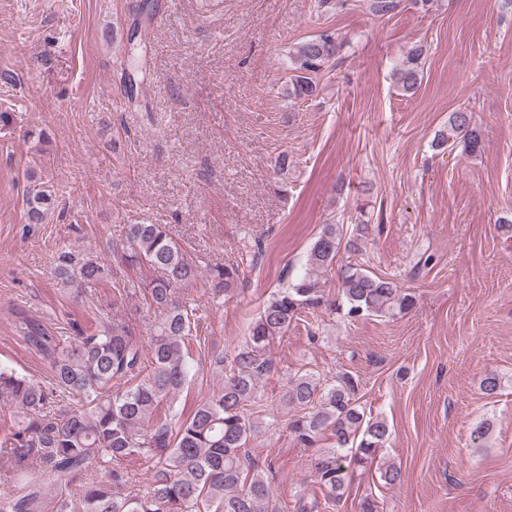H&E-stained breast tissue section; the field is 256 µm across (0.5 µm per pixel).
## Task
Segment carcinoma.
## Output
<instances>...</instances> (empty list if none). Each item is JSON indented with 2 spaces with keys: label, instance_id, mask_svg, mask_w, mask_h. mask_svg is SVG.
I'll list each match as a JSON object with an SVG mask.
<instances>
[{
  "label": "carcinoma",
  "instance_id": "obj_1",
  "mask_svg": "<svg viewBox=\"0 0 512 512\" xmlns=\"http://www.w3.org/2000/svg\"><path fill=\"white\" fill-rule=\"evenodd\" d=\"M402 0H366L374 16H391ZM152 20L148 2L132 7L129 49L120 69L135 102L138 60L147 52V29ZM341 43L322 30L288 52L282 75L284 95L304 103L318 92L320 77L336 59ZM420 45L411 46L398 72L399 89L414 94L422 81ZM462 146L468 155L483 149V140L470 112H454L448 131L435 135L432 146L441 151ZM294 159L284 150L275 159L281 185H286ZM55 199L48 190H35L26 199L25 222L41 224ZM343 230L324 224L312 244L305 272L268 297L250 324L248 336L232 358L224 382L192 410L163 412L172 406L192 377L186 341L195 322L196 306L179 296L201 276L194 259L164 224L140 221L126 225V245L112 248L113 259L125 267H148L158 276L125 281L118 295L143 293L156 313L150 344H140V329L106 315L98 328L72 324L74 335L52 334L43 323L17 315L18 337L38 353L52 372L53 388L0 367V399L15 408L17 420L0 438V512H43L45 488L32 476L28 461L40 464L57 492L73 486L91 468L103 471L100 480L82 489L83 512H281L271 476L250 463L245 447L256 432L247 407L257 399V387L272 368V346L305 311L325 310L350 322L369 316L395 317L416 306V296L393 279L349 264L339 277L338 296L330 298L320 274L333 265L342 245ZM55 279L65 287L106 285L114 279L112 265L64 246L52 258ZM213 295L237 290L239 265L215 264L208 269ZM124 387L116 389L113 382ZM359 380L348 374L323 385L311 373L293 377L284 395L293 411L288 429L295 439L313 448L325 435L333 444L320 448L313 461L324 502H301L298 512H320L339 503L348 485L346 458L363 467L386 447L391 428L383 417H369L358 403ZM152 462L153 484L144 495L126 491L130 477L122 463Z\"/></svg>",
  "mask_w": 512,
  "mask_h": 512
}]
</instances>
